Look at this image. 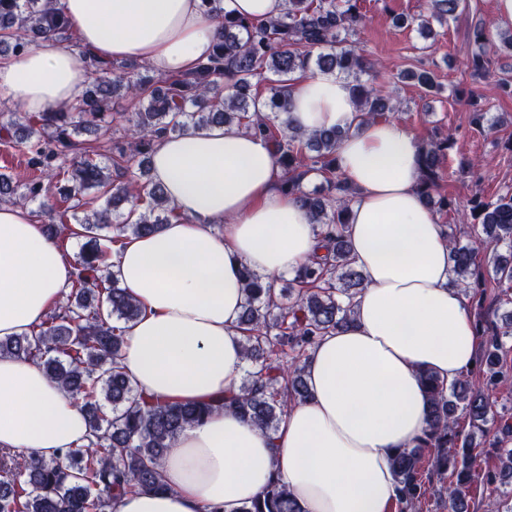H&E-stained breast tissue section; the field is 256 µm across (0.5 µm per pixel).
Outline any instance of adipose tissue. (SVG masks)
Masks as SVG:
<instances>
[{"mask_svg": "<svg viewBox=\"0 0 512 512\" xmlns=\"http://www.w3.org/2000/svg\"><path fill=\"white\" fill-rule=\"evenodd\" d=\"M77 37L44 36L0 58V96L40 113L80 99L96 60L190 73L211 53L220 24L200 0H60ZM289 125L340 128L338 170L356 194L347 239L367 286L354 323L322 337L305 365L307 399L275 432L231 410L186 429L165 458L163 494L131 492L119 512H224L272 478L302 512H388L391 459L425 427L429 370L445 383L475 365L479 338L459 289L443 224L417 190L418 142L393 122L359 124L337 72L295 75ZM152 180L176 213L155 234L124 240L110 271L141 307L125 330L122 366L139 391L166 402H214L236 392L245 365L242 267L294 276L318 243L307 209L281 188L271 144L234 126L160 138ZM74 258L19 205L0 206V338L39 324L70 288ZM79 404L39 363L0 359V449L51 459L84 444Z\"/></svg>", "mask_w": 512, "mask_h": 512, "instance_id": "ef3b65f1", "label": "adipose tissue"}]
</instances>
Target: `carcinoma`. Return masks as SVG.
Masks as SVG:
<instances>
[{
	"instance_id": "obj_1",
	"label": "carcinoma",
	"mask_w": 512,
	"mask_h": 512,
	"mask_svg": "<svg viewBox=\"0 0 512 512\" xmlns=\"http://www.w3.org/2000/svg\"><path fill=\"white\" fill-rule=\"evenodd\" d=\"M364 0H285L283 13L267 22H252L224 11L222 0H201L204 13L221 20L212 52L185 76L144 81L138 66L113 61L94 63V77L73 106L33 114L0 109V130L8 138L22 132L20 143L28 164L40 177L18 182L0 174V204H38L35 217L48 218L46 232L58 235L54 221L82 241L75 255V279L67 302L21 336L0 339V358H24L42 365L46 375L83 408L92 439L57 458L30 457L15 464L0 451V512H118L126 493L165 491L161 466L168 449L187 427L214 411L236 410L265 432L277 429L292 403L308 396L304 363L323 336L352 322L354 300L365 289L346 239L353 189L336 167V151L344 132L325 129L299 132L282 119L288 111L287 84L297 73L314 68L336 70L351 83L360 106V121H388L392 95L377 83V63L367 59L353 36L363 26ZM466 9V0H432L418 24L433 34L432 23L448 24ZM68 21L57 0H0V46L20 52L44 35L63 37ZM475 51L464 62L473 75L490 71L500 50L482 24L474 25ZM232 80L231 94L212 93ZM429 93L441 85L434 72L419 66L399 73ZM269 83L267 96L259 91ZM123 93L134 105L126 116L110 112L112 99ZM123 122L125 142L114 139L112 124ZM236 125L263 136L274 149L283 172V189L309 211L324 254L304 264L288 289L248 267L242 269L246 302L241 325L247 333L245 378L238 392L216 403H159L141 393L119 366L126 339L123 325L140 314L139 304L115 280L106 260L112 245L127 235L153 233L170 222L163 189L141 181L134 166L148 173L157 139L181 134L187 127ZM87 131L95 140L78 135ZM112 143L109 154L102 144ZM451 138L434 135L420 144L419 193L439 212L448 211V197L439 192ZM316 156L307 158L306 152ZM321 173L326 189L310 194L302 181L310 170ZM67 186L59 195L69 202L58 211L46 202L51 185ZM470 215L481 224L489 244L505 245L508 254L489 260L458 242L453 228L448 241L454 258L451 284L465 295L482 294L493 281L512 291V193L486 202L475 195ZM73 219L75 226L67 224ZM481 350L475 367L447 384L429 371L420 373L429 395L426 428L416 445L393 458L396 501L400 512H417L435 475L453 481L440 492L446 512H468L470 487L478 483L492 495L512 499V414L492 410L489 391L507 375L502 338L512 337V313L501 326L487 331L476 319ZM468 416L471 430L457 429V412ZM493 437L501 450V467L476 471L472 451L477 439ZM432 454L431 469L424 467ZM238 512H301L288 487L273 480Z\"/></svg>"
}]
</instances>
